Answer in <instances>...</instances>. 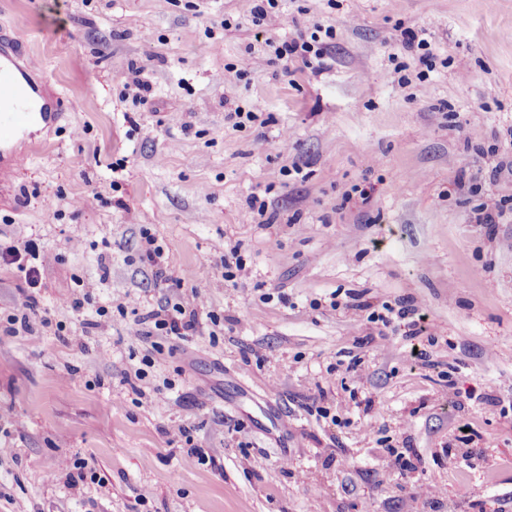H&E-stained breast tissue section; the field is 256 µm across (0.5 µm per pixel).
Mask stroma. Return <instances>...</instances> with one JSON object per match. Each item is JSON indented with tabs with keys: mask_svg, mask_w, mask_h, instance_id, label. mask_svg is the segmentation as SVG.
<instances>
[{
	"mask_svg": "<svg viewBox=\"0 0 512 512\" xmlns=\"http://www.w3.org/2000/svg\"><path fill=\"white\" fill-rule=\"evenodd\" d=\"M252 6L0 0V31L68 105L0 179V243L37 240L50 320L0 330V512H512V222L475 223L465 188L512 204L493 172L512 157V0H279L260 28ZM316 24L335 32L323 72L237 75L247 47ZM406 27L428 34L426 75L397 48ZM237 105L259 123L228 127ZM145 230L222 318L157 354L119 314L176 295L139 261ZM233 247L246 270L227 286ZM402 300L415 328L357 309ZM99 306L112 320L79 346ZM148 353L142 406L127 379ZM213 448L222 468L197 456ZM425 483L443 496L417 499Z\"/></svg>",
	"mask_w": 512,
	"mask_h": 512,
	"instance_id": "1",
	"label": "stroma"
}]
</instances>
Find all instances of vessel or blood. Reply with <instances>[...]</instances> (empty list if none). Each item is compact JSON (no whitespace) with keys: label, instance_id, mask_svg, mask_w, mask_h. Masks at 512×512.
<instances>
[{"label":"vessel or blood","instance_id":"b4317fda","mask_svg":"<svg viewBox=\"0 0 512 512\" xmlns=\"http://www.w3.org/2000/svg\"><path fill=\"white\" fill-rule=\"evenodd\" d=\"M33 67L0 34V174L24 166L38 147L30 139L31 129L53 125L64 110L63 99L32 77Z\"/></svg>","mask_w":512,"mask_h":512}]
</instances>
